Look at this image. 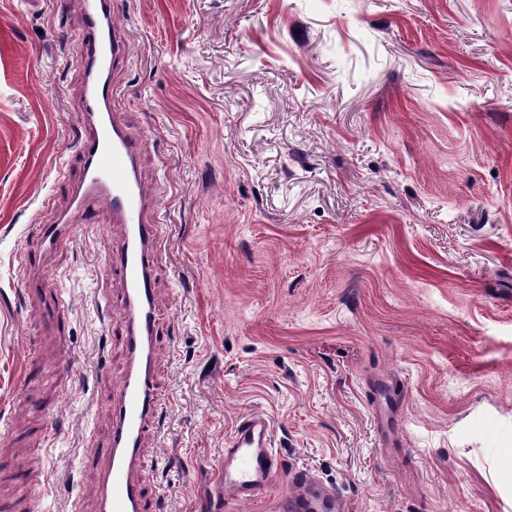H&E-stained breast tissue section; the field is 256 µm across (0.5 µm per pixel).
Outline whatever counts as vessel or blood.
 Returning <instances> with one entry per match:
<instances>
[{
  "instance_id": "b4317fda",
  "label": "vessel or blood",
  "mask_w": 512,
  "mask_h": 512,
  "mask_svg": "<svg viewBox=\"0 0 512 512\" xmlns=\"http://www.w3.org/2000/svg\"><path fill=\"white\" fill-rule=\"evenodd\" d=\"M81 7L73 59L83 74L76 144L80 175L68 187L70 211L42 225L41 240L50 249L65 247L73 225L91 223L97 207L106 208L121 229L109 249L106 268L118 271L125 285L128 366L111 388V436L104 444L88 442L81 464L98 471L94 487L98 512H151L158 499L150 495L141 475L150 466L143 447L158 415L153 280L164 243L157 219L159 194L144 184L140 173L145 135L119 122L114 113L116 100L124 95L115 73L131 54L130 39L115 27L112 0H81ZM20 263L33 272L26 285L42 300L41 317L61 322L64 299L55 277L36 275V253H23ZM272 431L270 418L261 411L238 420L217 463L221 494L248 504L284 473L291 490L274 499L272 512H342L344 502L334 489L306 469L285 464L273 449Z\"/></svg>"
}]
</instances>
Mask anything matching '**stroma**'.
<instances>
[{
	"label": "stroma",
	"mask_w": 512,
	"mask_h": 512,
	"mask_svg": "<svg viewBox=\"0 0 512 512\" xmlns=\"http://www.w3.org/2000/svg\"><path fill=\"white\" fill-rule=\"evenodd\" d=\"M169 243L154 288L163 512L221 498L263 409L279 453L347 512H512V0H112ZM80 0H0V459L41 455L31 512H98L87 435L112 430L123 286L106 210L42 248L79 127ZM67 299L41 321L19 256ZM52 443L24 436L36 423Z\"/></svg>",
	"instance_id": "stroma-1"
}]
</instances>
